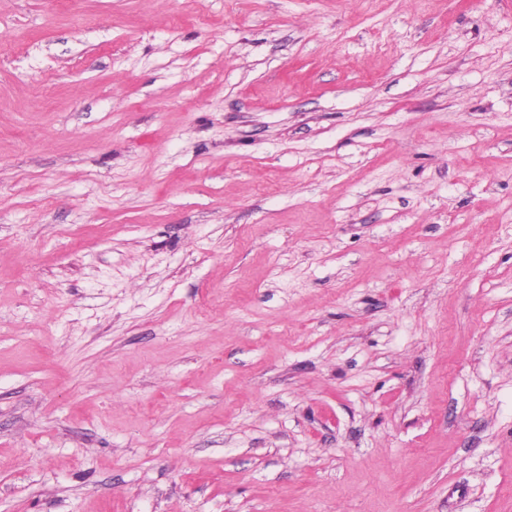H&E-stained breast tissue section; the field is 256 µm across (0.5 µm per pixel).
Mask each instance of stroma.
I'll return each mask as SVG.
<instances>
[{
    "label": "stroma",
    "instance_id": "1",
    "mask_svg": "<svg viewBox=\"0 0 512 512\" xmlns=\"http://www.w3.org/2000/svg\"><path fill=\"white\" fill-rule=\"evenodd\" d=\"M0 38V512H512V0Z\"/></svg>",
    "mask_w": 512,
    "mask_h": 512
}]
</instances>
